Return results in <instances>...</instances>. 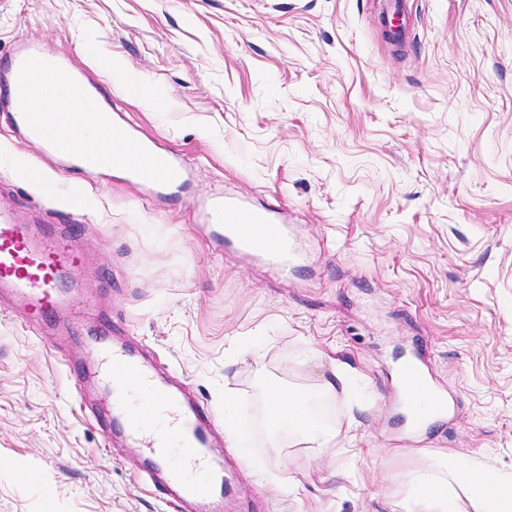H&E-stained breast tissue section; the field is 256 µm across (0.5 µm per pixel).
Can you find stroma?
<instances>
[{
  "instance_id": "obj_1",
  "label": "stroma",
  "mask_w": 512,
  "mask_h": 512,
  "mask_svg": "<svg viewBox=\"0 0 512 512\" xmlns=\"http://www.w3.org/2000/svg\"><path fill=\"white\" fill-rule=\"evenodd\" d=\"M400 13L396 43L382 0H0V84L22 42L66 55L188 175L153 196L62 172L0 113V203L85 254L46 322L0 303V512H185L110 409L112 346L235 399L225 512H392L428 453L512 472V0ZM214 196L280 209L299 262L224 251L194 208ZM407 356L450 407L414 433ZM270 381L326 403L335 445L269 448Z\"/></svg>"
}]
</instances>
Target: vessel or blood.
Here are the masks:
<instances>
[{"label": "vessel or blood", "instance_id": "vessel-or-blood-1", "mask_svg": "<svg viewBox=\"0 0 512 512\" xmlns=\"http://www.w3.org/2000/svg\"><path fill=\"white\" fill-rule=\"evenodd\" d=\"M60 63V58L45 56L37 45L28 44L11 57L10 78L21 79L37 64L55 68ZM0 112L18 131L42 140L48 152L61 151L70 138L71 129L65 124L57 125L51 138H43L40 115L22 111L11 95H0ZM113 135L117 144L114 159L124 168L128 182L160 196L180 188L183 166L175 155L153 157L148 141L130 129L114 128ZM205 221L213 238L223 240L227 249L244 257L266 261L275 269L286 267L292 260L288 227L274 210L255 209L232 198L217 199L207 205ZM79 266L78 253L65 239L36 240L25 225L0 210V288L9 289L32 311L41 315L49 312L61 280L75 274ZM103 361L107 378L155 389L157 400L146 410L152 426H145V420H132L129 437L163 465L172 453H179L183 463L169 467L168 483L187 497L211 504V512H221L224 484L216 477L209 457L207 425L211 413L200 408L188 411L174 393L155 388L150 372L124 349H105Z\"/></svg>", "mask_w": 512, "mask_h": 512}]
</instances>
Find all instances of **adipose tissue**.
Listing matches in <instances>:
<instances>
[{
	"instance_id": "obj_1",
	"label": "adipose tissue",
	"mask_w": 512,
	"mask_h": 512,
	"mask_svg": "<svg viewBox=\"0 0 512 512\" xmlns=\"http://www.w3.org/2000/svg\"><path fill=\"white\" fill-rule=\"evenodd\" d=\"M63 71L35 68L20 82V98L32 112H53L69 121L73 136L68 144L79 153L85 167L111 163L112 134L98 112L87 111L80 93L61 99L55 94ZM311 406L298 394H288L275 383L266 388L263 420L269 427L268 445L286 447L289 439L302 435L318 447L328 448L336 434L331 429L309 426ZM396 502L397 512H512V475L480 473L477 469L445 457H426L422 469L408 475Z\"/></svg>"
}]
</instances>
